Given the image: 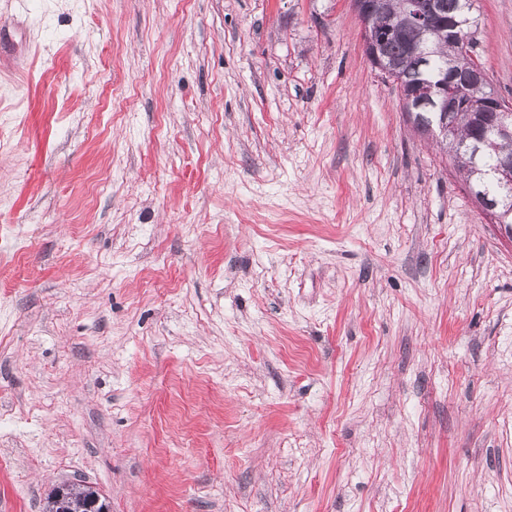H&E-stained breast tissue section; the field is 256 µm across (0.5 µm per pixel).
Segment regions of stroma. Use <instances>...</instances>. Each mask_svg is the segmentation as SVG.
Returning <instances> with one entry per match:
<instances>
[{"label":"stroma","mask_w":512,"mask_h":512,"mask_svg":"<svg viewBox=\"0 0 512 512\" xmlns=\"http://www.w3.org/2000/svg\"><path fill=\"white\" fill-rule=\"evenodd\" d=\"M62 483L512 512V240L349 0H0V512Z\"/></svg>","instance_id":"obj_1"}]
</instances>
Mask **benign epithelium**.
<instances>
[{"label": "benign epithelium", "instance_id": "7a95c632", "mask_svg": "<svg viewBox=\"0 0 512 512\" xmlns=\"http://www.w3.org/2000/svg\"><path fill=\"white\" fill-rule=\"evenodd\" d=\"M353 11L362 23V39L366 57L374 62L389 80L399 88L405 110L412 112L433 107L443 113L439 124L440 136L448 139L454 136V116L459 108H467L471 119H476L481 112L498 113L495 132L499 138L512 137V109L503 103L492 100L466 101L459 91H449L448 84L461 81L465 90L482 83L484 71L469 62L470 52L467 41L457 34L458 25L444 20L441 16L439 0H406L407 24L414 30L416 38L409 45L410 56L420 62L436 53L437 45L428 40V34L436 32L441 42L448 46L452 58V67L445 71V78L437 85L421 84L410 87L397 77L399 67L384 60L383 46L385 41L395 33L392 27L379 29L373 26V19L384 12L386 0H350ZM485 176L495 180L500 187L508 190V194L489 197L483 193L474 194L476 205L481 212L490 218H496L498 208L512 200L509 190L512 189V158L503 157L500 162Z\"/></svg>", "mask_w": 512, "mask_h": 512}]
</instances>
